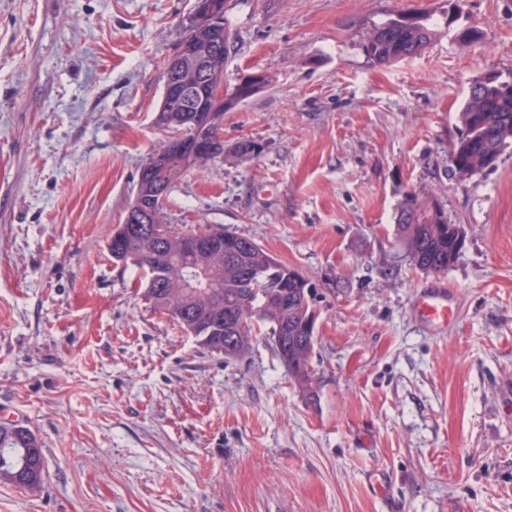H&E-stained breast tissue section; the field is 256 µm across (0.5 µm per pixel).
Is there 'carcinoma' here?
<instances>
[{
  "instance_id": "carcinoma-1",
  "label": "carcinoma",
  "mask_w": 512,
  "mask_h": 512,
  "mask_svg": "<svg viewBox=\"0 0 512 512\" xmlns=\"http://www.w3.org/2000/svg\"><path fill=\"white\" fill-rule=\"evenodd\" d=\"M226 19L213 23L206 18L189 21L185 39L210 44L219 66H224L230 52V38L220 35ZM437 35L428 17L414 24H407L395 14L386 21L372 24L363 43L368 58L378 65H391L420 55ZM512 87V80L494 78L487 86L486 94H469L459 113V119L472 127L474 136L461 143L458 155L467 164L478 166L482 156L500 157L512 146V93H502L500 86ZM183 146L166 140L142 165L136 185V193L146 202L160 190L161 170L158 156L171 161L182 153ZM222 236L224 254L196 252L197 243L185 238L171 243L172 251L158 255L154 260L141 263L132 255L148 248V243L128 240L124 243L110 238L108 249L118 261L130 262L143 271L146 279L145 298L153 307L168 315L199 343L211 352L225 353L226 337L233 335L226 326L210 327L208 301L222 309L244 313V331L252 335L257 324H269L271 342L286 336L291 344L292 357H301L304 363L311 361L314 350V329H305L303 321L310 311L312 292L306 288L285 287L289 274L298 278L303 275L292 267L279 263L251 238L235 235L214 227ZM397 231L407 251L413 254L411 262L426 273L445 272L457 260L462 238L460 225L452 224L447 214L434 219L421 208H413L403 199L398 208ZM204 264L210 268L211 277L203 292L210 298L199 297L192 303L182 298L180 279ZM288 294V306L277 305L283 294ZM45 454L41 441L30 427L16 421L0 423V479L18 487L33 488L43 481Z\"/></svg>"
}]
</instances>
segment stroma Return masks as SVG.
<instances>
[{
  "instance_id": "stroma-1",
  "label": "stroma",
  "mask_w": 512,
  "mask_h": 512,
  "mask_svg": "<svg viewBox=\"0 0 512 512\" xmlns=\"http://www.w3.org/2000/svg\"><path fill=\"white\" fill-rule=\"evenodd\" d=\"M193 7L0 0V421L46 450L40 487L0 479V512H512V147L470 177L449 161L470 84L512 77V0H233L224 88L272 83L225 112L223 160L175 183L166 218L315 284L308 392L264 331L235 359L204 348L108 249L168 137ZM407 10L438 37L374 64L367 30ZM410 191L464 229L448 271L406 253ZM434 281L456 301L437 331L413 310Z\"/></svg>"
}]
</instances>
